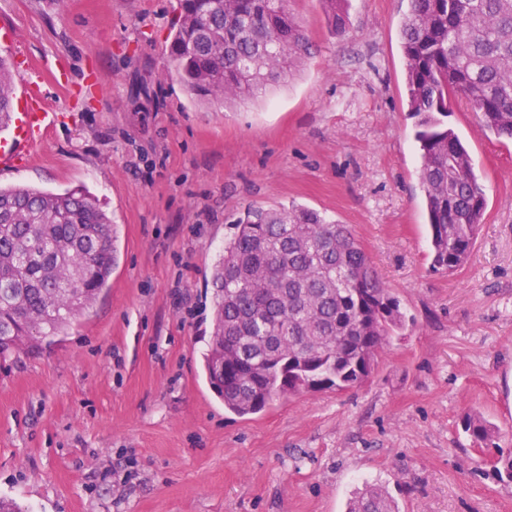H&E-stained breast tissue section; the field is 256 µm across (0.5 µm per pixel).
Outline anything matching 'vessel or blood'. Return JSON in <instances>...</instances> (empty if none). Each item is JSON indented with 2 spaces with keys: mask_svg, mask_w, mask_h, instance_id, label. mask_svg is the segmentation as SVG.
I'll list each match as a JSON object with an SVG mask.
<instances>
[{
  "mask_svg": "<svg viewBox=\"0 0 512 512\" xmlns=\"http://www.w3.org/2000/svg\"><path fill=\"white\" fill-rule=\"evenodd\" d=\"M15 71L23 78L24 98L7 125L9 136L0 141V165L15 167L29 161L31 149L56 124V114L42 103V81L46 71L31 61H15Z\"/></svg>",
  "mask_w": 512,
  "mask_h": 512,
  "instance_id": "obj_1",
  "label": "vessel or blood"
}]
</instances>
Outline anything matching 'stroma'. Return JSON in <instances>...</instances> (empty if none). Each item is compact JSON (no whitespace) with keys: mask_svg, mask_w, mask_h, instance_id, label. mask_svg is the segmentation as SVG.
Listing matches in <instances>:
<instances>
[{"mask_svg":"<svg viewBox=\"0 0 512 512\" xmlns=\"http://www.w3.org/2000/svg\"><path fill=\"white\" fill-rule=\"evenodd\" d=\"M312 43L299 72L246 104H201L169 72L177 0H0V54L71 86L4 186L94 196L118 230L110 285L40 352L0 360V497L22 512H345L363 480L400 512H512L495 450L512 430V141L463 97L487 206L468 262L432 272L404 83L408 0H287ZM292 203L348 225L409 325L364 384L225 412L202 354L212 264L248 206ZM462 429L470 437L473 446L487 447L488 445H495V448H500L497 442L500 439L499 428L482 416H466L463 420Z\"/></svg>","mask_w":512,"mask_h":512,"instance_id":"stroma-1","label":"stroma"}]
</instances>
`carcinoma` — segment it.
<instances>
[{
    "instance_id": "carcinoma-1",
    "label": "carcinoma",
    "mask_w": 512,
    "mask_h": 512,
    "mask_svg": "<svg viewBox=\"0 0 512 512\" xmlns=\"http://www.w3.org/2000/svg\"><path fill=\"white\" fill-rule=\"evenodd\" d=\"M346 0H322L335 28ZM286 0H178L169 62L190 95L246 104L293 76L311 46ZM408 112L416 118L430 237V267L453 275L472 253L486 196L472 158L442 121L463 95L484 126L512 139V0H409L401 20ZM12 72L0 58V125ZM109 216L85 192L0 187V358L29 352L108 287L116 261ZM213 339L204 368L224 408L240 417L308 391L345 390L371 374L378 352L405 329L400 301L344 224L291 204L250 207L210 277ZM224 348V382L213 356ZM462 429L473 445H498L480 415ZM512 481V450L493 462ZM347 512H399L365 485Z\"/></svg>"
}]
</instances>
